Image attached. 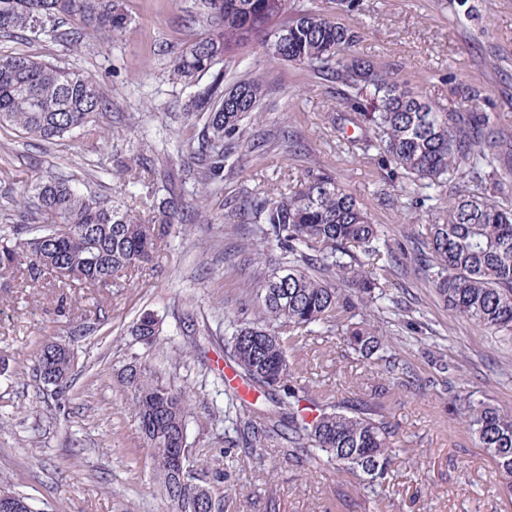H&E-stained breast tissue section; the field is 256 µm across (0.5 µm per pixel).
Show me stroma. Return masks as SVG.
Here are the masks:
<instances>
[{"instance_id":"35a3bbf8","label":"stroma","mask_w":512,"mask_h":512,"mask_svg":"<svg viewBox=\"0 0 512 512\" xmlns=\"http://www.w3.org/2000/svg\"><path fill=\"white\" fill-rule=\"evenodd\" d=\"M316 0L336 21L359 29L357 52L406 79L436 111L461 103L462 88L479 96L493 113L499 136L512 140V0ZM133 21L109 41L75 53L51 41L28 44L0 39V52L27 53L75 68L109 91L100 116L111 127L109 141L76 134L53 145L0 128V214L22 210L23 189L35 180L65 176L85 194L130 203L143 186L124 185L118 165L133 155L160 161L178 157L192 132L181 110L188 89L172 83L168 58L159 46H176L194 0H123ZM241 69L262 74L279 99L274 112L253 114L250 130L287 124L303 145L300 154L277 150L248 158L241 173L224 184L220 197H204L180 165L156 180L159 196L176 188L187 219L175 225L165 250L118 292L85 295L74 304L56 301L50 289L0 292V479L26 497L33 512H164L166 503L151 476L150 458L117 375L138 356L164 381L187 389L191 414L187 438L195 462L220 468L224 431L209 420L224 397L212 381L226 371L224 319L254 318L252 271L225 273L224 255L245 243L246 226L222 224L224 199L245 189L299 178L319 160L357 196L393 248L432 220L430 205L404 220L400 202L385 201L392 188L375 159L351 147L330 116L343 102L298 67L270 62L261 50L243 57ZM400 285L410 307L376 319L390 341L389 353L413 367L426 382L389 399L386 410L400 429V445L413 465L394 467L383 488L328 471H309L285 462L277 449L239 454L229 483L211 482L213 496L233 485L236 497L224 512H512V493L500 482L477 437L451 413L449 389H457L512 411V345L482 327L451 316L413 259H405ZM145 312L157 314L156 345L135 342L130 329ZM212 333L192 341L179 334L180 317ZM68 342L75 362L64 392L44 385L34 355L47 339ZM290 363L302 383L336 400L373 390L370 362L339 336L295 334ZM447 361L439 372L434 359Z\"/></svg>"}]
</instances>
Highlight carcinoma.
<instances>
[{
    "label": "carcinoma",
    "mask_w": 512,
    "mask_h": 512,
    "mask_svg": "<svg viewBox=\"0 0 512 512\" xmlns=\"http://www.w3.org/2000/svg\"><path fill=\"white\" fill-rule=\"evenodd\" d=\"M129 23L118 0H0V36L48 38L67 52ZM186 29L182 45L164 53L170 54V80L190 90L183 119L193 134L181 162L201 193L222 192L224 174H234L250 154L293 142L284 126L245 136L244 120L277 110V102L260 76L249 72L228 81L226 72L253 47L269 60L296 64L343 95L351 113L339 126H352V143L363 154L379 155L392 188L400 179L409 183L400 188L410 198L407 209L436 202L435 220L420 234V256L446 310L512 340V208L475 193L445 191L448 182L499 162L495 121L479 110L477 94L464 96L459 108L433 111L398 74L356 56L355 29L305 0H199ZM108 105V90L88 75L24 53L0 54V127L49 144L76 131L106 142L112 130L97 118ZM27 192L51 224L33 236L23 216L4 215L15 224L11 235L0 236V289L6 293L35 284L61 298L76 288L91 294L123 288L152 262L182 214L174 193L141 203L148 210L142 216L85 195L62 177L34 182ZM222 219L251 225L247 250L257 259L279 250L274 268L259 271L258 318L233 319L224 328V355L254 394L250 401L225 376L216 378L224 385V406L213 407L211 421L224 425V457L240 447H277L286 459L314 470L382 485L401 459L399 426L384 412V399L391 390L410 389V371L388 364L373 404L321 405L322 396L298 383L287 355L293 337L281 329L337 332L363 357L384 360L388 339L369 320L352 323L347 314L395 303L385 290L397 267L386 235L336 175L319 165L291 191L272 185L230 201ZM131 335L154 344L157 315H141ZM43 360L52 367L48 385L67 386L69 345L43 342L35 361ZM120 385L131 395L170 512H208L207 478L222 474L188 460L181 477L167 469L170 448L187 429L188 395L160 381L135 355ZM452 403L512 491V413L460 392Z\"/></svg>",
    "instance_id": "carcinoma-1"
}]
</instances>
